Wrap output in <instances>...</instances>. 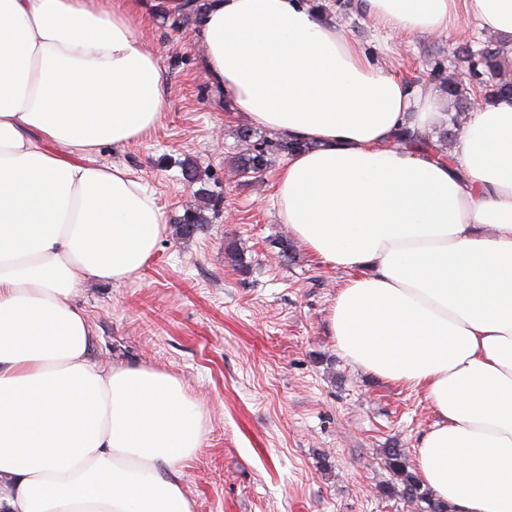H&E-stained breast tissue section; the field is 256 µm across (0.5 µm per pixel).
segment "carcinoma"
Returning <instances> with one entry per match:
<instances>
[{
	"label": "carcinoma",
	"mask_w": 512,
	"mask_h": 512,
	"mask_svg": "<svg viewBox=\"0 0 512 512\" xmlns=\"http://www.w3.org/2000/svg\"><path fill=\"white\" fill-rule=\"evenodd\" d=\"M508 56L504 46L499 42H489L475 49L469 44H463L454 52V62L465 65L470 77L481 75V92L486 99L496 96L512 95V77L503 70L502 61ZM442 66L437 62L431 70V80L439 82V89L448 96V100L460 110L452 116L448 127L432 134H421L409 128H404L395 137V142L408 148H418L437 155L440 159L453 163V156L448 153V145L456 136L459 129L461 112L469 109V88L459 81L441 79ZM237 137L241 150L233 157L231 165L240 177L257 179L272 163V158L279 155H290L303 148V144L262 135L251 128H242ZM204 206L188 208L178 220L179 235L190 238L208 223L205 210L219 211L221 200L207 192L199 194ZM386 468L395 477L396 482L382 486L386 495H397L408 503L419 507L420 512H448L445 503L432 496L422 484L416 472L410 470V465L404 449L390 447L384 449Z\"/></svg>",
	"instance_id": "cac0c4a2"
}]
</instances>
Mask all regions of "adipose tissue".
Listing matches in <instances>:
<instances>
[{"mask_svg": "<svg viewBox=\"0 0 512 512\" xmlns=\"http://www.w3.org/2000/svg\"><path fill=\"white\" fill-rule=\"evenodd\" d=\"M144 0H0V512H194L180 467L205 412L144 364L102 365L76 304L152 258L165 218L124 166L91 155L167 108ZM390 36L472 19L512 53V0H363ZM203 65L237 111L306 143L275 180L282 223L350 272L330 331L352 366L421 389L416 450L448 512H512V98L479 99L455 161L394 142L444 125L312 0H200Z\"/></svg>", "mask_w": 512, "mask_h": 512, "instance_id": "1", "label": "adipose tissue"}]
</instances>
